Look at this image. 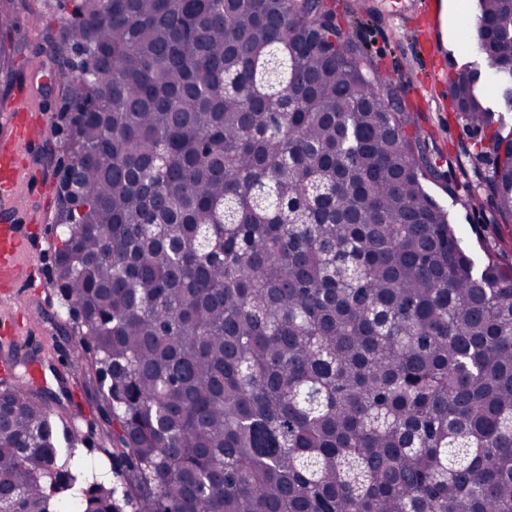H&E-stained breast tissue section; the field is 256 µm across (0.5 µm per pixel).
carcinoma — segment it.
Returning <instances> with one entry per match:
<instances>
[{"instance_id":"cac0c4a2","label":"carcinoma","mask_w":512,"mask_h":512,"mask_svg":"<svg viewBox=\"0 0 512 512\" xmlns=\"http://www.w3.org/2000/svg\"><path fill=\"white\" fill-rule=\"evenodd\" d=\"M453 79L458 163L512 224V0ZM56 287L137 512H512V267L475 268L406 108L322 0H79ZM0 83L19 26L0 8ZM494 155L492 171L479 162ZM0 509L85 479L46 397L0 389ZM71 512H120L92 482Z\"/></svg>"}]
</instances>
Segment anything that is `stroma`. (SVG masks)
<instances>
[{
    "mask_svg": "<svg viewBox=\"0 0 512 512\" xmlns=\"http://www.w3.org/2000/svg\"><path fill=\"white\" fill-rule=\"evenodd\" d=\"M75 0H25L17 19L24 47L16 59L24 76L23 84L0 94V115L23 106H33L42 116L40 135L26 151V170L13 197L0 196V215L20 225L25 246L18 255V267L38 263L44 269L42 289L23 287L20 281L0 279V326L14 327L15 336L0 338V359L28 357L41 348L52 368L38 381L48 390L51 413L77 418L83 439L75 450L89 464L88 477L111 483L117 494L127 490L124 470L105 453L101 401L94 376L71 367L70 361L83 348L73 334V323L58 289L53 284V251L58 245L54 224L58 199L56 177L43 161L46 150L55 157L66 155V121L62 116L68 95L67 82L50 78L48 57L62 37L65 17ZM336 22L366 46L372 64L390 75L393 88L401 96L410 118L409 132L425 139L430 158L452 160L465 146L479 139L478 131L466 128L457 118L449 92V81L464 64L477 61L474 28L476 0H438L439 17L424 14L422 0H326ZM433 55V68H425L422 58ZM414 86L418 95H407ZM451 170L449 178L458 177ZM425 183L427 192L447 212L463 247L482 264L488 255H497L512 264V224L477 226L480 214L489 212L486 197L469 200L465 191L449 194L448 180Z\"/></svg>",
    "mask_w": 512,
    "mask_h": 512,
    "instance_id": "1",
    "label": "stroma"
}]
</instances>
